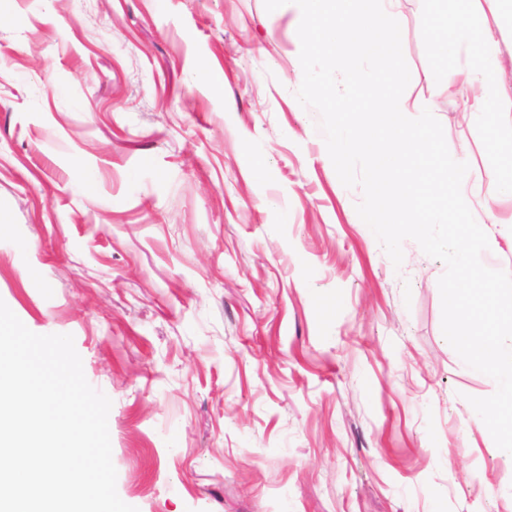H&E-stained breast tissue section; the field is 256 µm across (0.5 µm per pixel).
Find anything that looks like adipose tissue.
<instances>
[{"label": "adipose tissue", "instance_id": "adipose-tissue-1", "mask_svg": "<svg viewBox=\"0 0 512 512\" xmlns=\"http://www.w3.org/2000/svg\"><path fill=\"white\" fill-rule=\"evenodd\" d=\"M456 45L460 51L474 59L473 64L465 71V83L483 86L493 112L512 114V97L501 95L495 82L489 79L490 74L496 72L499 67L497 43L490 39H476L470 27L464 26L457 32Z\"/></svg>", "mask_w": 512, "mask_h": 512}]
</instances>
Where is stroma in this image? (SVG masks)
<instances>
[{
  "label": "stroma",
  "mask_w": 512,
  "mask_h": 512,
  "mask_svg": "<svg viewBox=\"0 0 512 512\" xmlns=\"http://www.w3.org/2000/svg\"><path fill=\"white\" fill-rule=\"evenodd\" d=\"M298 7L264 0H0V300L69 334L112 406L139 512H512V460L474 423L492 379L441 329L443 262L394 266L298 102ZM406 92L469 165L512 268V199L482 181L495 115L433 41L512 25L400 0ZM447 52L448 69L436 54Z\"/></svg>",
  "instance_id": "35a3bbf8"
}]
</instances>
